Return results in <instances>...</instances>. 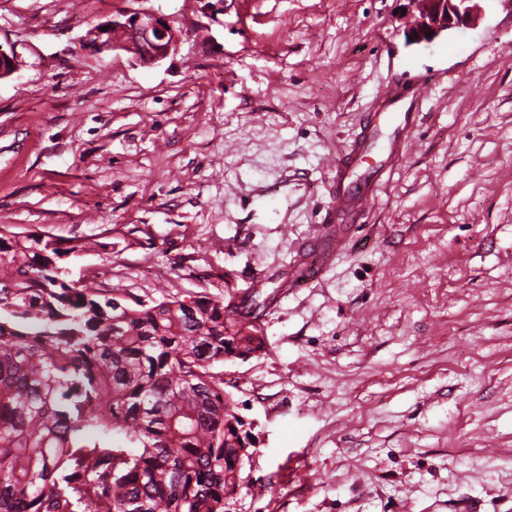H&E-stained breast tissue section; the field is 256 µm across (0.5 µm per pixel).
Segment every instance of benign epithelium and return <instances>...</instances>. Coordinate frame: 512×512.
<instances>
[{
	"label": "benign epithelium",
	"instance_id": "benign-epithelium-1",
	"mask_svg": "<svg viewBox=\"0 0 512 512\" xmlns=\"http://www.w3.org/2000/svg\"><path fill=\"white\" fill-rule=\"evenodd\" d=\"M203 14L210 22H220L224 0H201ZM473 0H409L418 13L415 25L408 31L414 43H430L453 28L475 22ZM181 31L171 16L150 8L130 10L97 24L81 37L82 43L99 51H125L141 66L160 64L177 50Z\"/></svg>",
	"mask_w": 512,
	"mask_h": 512
}]
</instances>
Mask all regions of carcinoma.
Listing matches in <instances>:
<instances>
[{"label":"carcinoma","instance_id":"cac0c4a2","mask_svg":"<svg viewBox=\"0 0 512 512\" xmlns=\"http://www.w3.org/2000/svg\"><path fill=\"white\" fill-rule=\"evenodd\" d=\"M0 225V512H224L243 423L224 355L262 346L235 296L112 306L69 259L105 251Z\"/></svg>","mask_w":512,"mask_h":512}]
</instances>
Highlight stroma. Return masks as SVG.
Returning a JSON list of instances; mask_svg holds the SVG:
<instances>
[{"mask_svg":"<svg viewBox=\"0 0 512 512\" xmlns=\"http://www.w3.org/2000/svg\"><path fill=\"white\" fill-rule=\"evenodd\" d=\"M408 0H0V224L111 243L102 288H260L263 351L225 363L252 436L231 512H512V0L408 42ZM173 15L155 67L80 38ZM425 84L412 148L321 279L272 287L331 211L387 84Z\"/></svg>","mask_w":512,"mask_h":512,"instance_id":"stroma-1","label":"stroma"}]
</instances>
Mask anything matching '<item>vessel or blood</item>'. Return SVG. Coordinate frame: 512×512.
<instances>
[{
  "label": "vessel or blood",
  "mask_w": 512,
  "mask_h": 512,
  "mask_svg": "<svg viewBox=\"0 0 512 512\" xmlns=\"http://www.w3.org/2000/svg\"><path fill=\"white\" fill-rule=\"evenodd\" d=\"M424 94L425 88L421 85L406 92L389 87L380 90L377 112L370 115L361 132L338 157L336 163L330 166L333 173L332 199L336 223H349L371 211L382 185V170L373 171L358 184L352 181L351 176L373 148L375 134L381 122L388 121L395 125L386 145L388 160L398 159L404 154L406 141L403 133L416 123L417 114L413 107ZM335 225H323L318 235L312 239V246L330 254L344 248V238L336 234Z\"/></svg>",
  "instance_id": "obj_1"
}]
</instances>
